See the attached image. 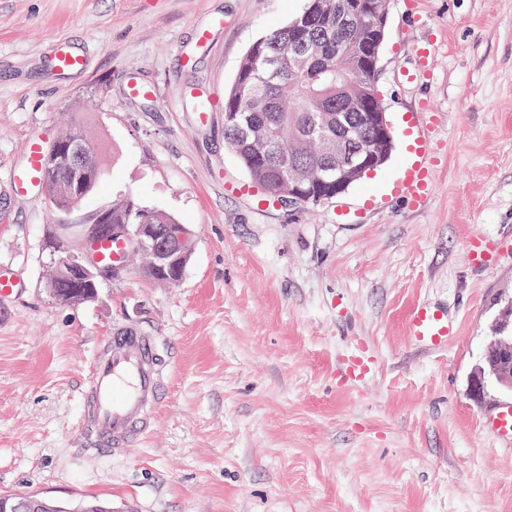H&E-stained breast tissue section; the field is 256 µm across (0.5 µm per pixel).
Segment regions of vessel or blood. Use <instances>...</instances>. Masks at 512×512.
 Wrapping results in <instances>:
<instances>
[{"mask_svg": "<svg viewBox=\"0 0 512 512\" xmlns=\"http://www.w3.org/2000/svg\"><path fill=\"white\" fill-rule=\"evenodd\" d=\"M53 61L64 73L84 67L82 55L64 40L54 43ZM435 125L436 115L428 108L408 123L405 136L409 158L381 191V198L400 199L415 209L429 200L433 190L431 173L437 162ZM46 152L39 137L27 141L24 163L11 174L18 189L41 182ZM455 333L454 324L441 308L422 303L412 310L410 336L415 343L439 348ZM163 361L158 338L140 326H123L105 339L89 369L79 424L84 440L96 452L123 454L155 430L165 400ZM491 430L500 441L512 446V406L499 408L492 415Z\"/></svg>", "mask_w": 512, "mask_h": 512, "instance_id": "obj_1", "label": "vessel or blood"}]
</instances>
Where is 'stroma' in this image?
<instances>
[{"instance_id": "1", "label": "stroma", "mask_w": 512, "mask_h": 512, "mask_svg": "<svg viewBox=\"0 0 512 512\" xmlns=\"http://www.w3.org/2000/svg\"><path fill=\"white\" fill-rule=\"evenodd\" d=\"M304 0H0V495L115 512H512V451L487 430L512 393L469 380L512 299V257L471 264L468 242L512 235V0H387L378 88L392 129L437 112L433 193L419 210L368 207L404 150L327 202L258 208L227 192L250 178L224 145V92L252 43ZM209 33L200 42L198 31ZM85 58L57 72L54 39ZM432 48L428 80H407ZM153 96L131 94V83ZM212 104L199 123L195 96ZM100 147L83 213L131 192L191 225L182 279L138 265L64 305L44 283L56 215L11 173L34 136L71 120ZM448 311L446 348L415 344L409 317ZM137 324L169 363L158 425L127 453L85 450L82 385L106 336ZM372 360L366 378L347 361Z\"/></svg>"}]
</instances>
